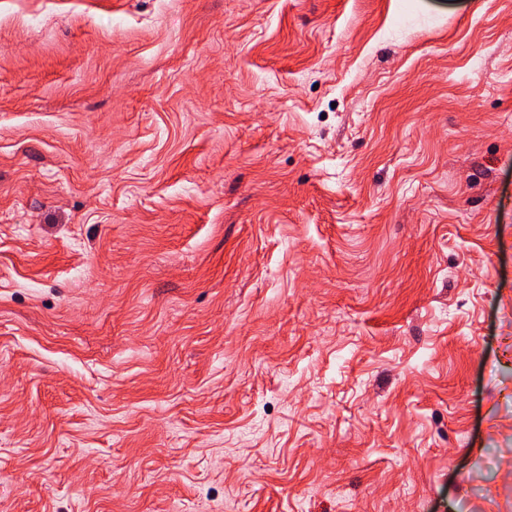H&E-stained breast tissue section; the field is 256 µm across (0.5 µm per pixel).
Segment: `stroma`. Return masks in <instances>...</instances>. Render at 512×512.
Listing matches in <instances>:
<instances>
[{
	"label": "stroma",
	"instance_id": "obj_1",
	"mask_svg": "<svg viewBox=\"0 0 512 512\" xmlns=\"http://www.w3.org/2000/svg\"><path fill=\"white\" fill-rule=\"evenodd\" d=\"M0 512H512V0H0Z\"/></svg>",
	"mask_w": 512,
	"mask_h": 512
}]
</instances>
